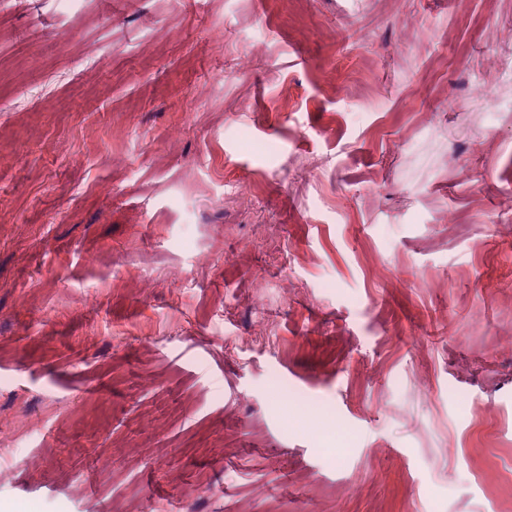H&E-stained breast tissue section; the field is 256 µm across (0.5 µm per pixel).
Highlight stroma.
Returning a JSON list of instances; mask_svg holds the SVG:
<instances>
[{
	"mask_svg": "<svg viewBox=\"0 0 512 512\" xmlns=\"http://www.w3.org/2000/svg\"><path fill=\"white\" fill-rule=\"evenodd\" d=\"M0 512H512V0H0Z\"/></svg>",
	"mask_w": 512,
	"mask_h": 512,
	"instance_id": "1",
	"label": "stroma"
}]
</instances>
